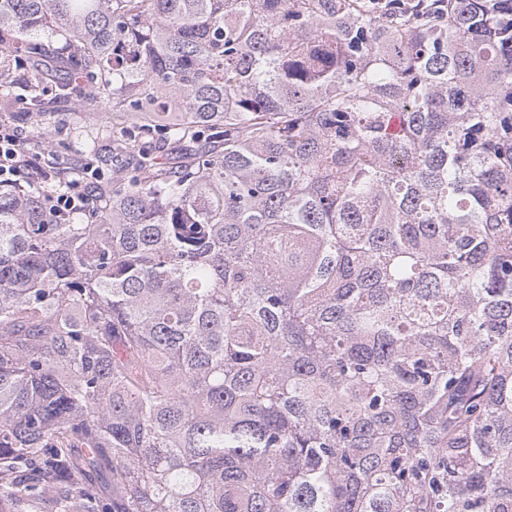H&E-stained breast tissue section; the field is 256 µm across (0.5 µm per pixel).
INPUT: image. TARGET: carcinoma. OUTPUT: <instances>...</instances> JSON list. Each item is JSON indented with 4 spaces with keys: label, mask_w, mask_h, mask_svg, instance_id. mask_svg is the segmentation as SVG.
Segmentation results:
<instances>
[{
    "label": "carcinoma",
    "mask_w": 512,
    "mask_h": 512,
    "mask_svg": "<svg viewBox=\"0 0 512 512\" xmlns=\"http://www.w3.org/2000/svg\"><path fill=\"white\" fill-rule=\"evenodd\" d=\"M8 42L136 167L86 223L0 183V512H512V0H0Z\"/></svg>",
    "instance_id": "carcinoma-1"
}]
</instances>
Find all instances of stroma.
I'll return each instance as SVG.
<instances>
[{"instance_id":"35a3bbf8","label":"stroma","mask_w":512,"mask_h":512,"mask_svg":"<svg viewBox=\"0 0 512 512\" xmlns=\"http://www.w3.org/2000/svg\"><path fill=\"white\" fill-rule=\"evenodd\" d=\"M5 70L8 87L0 89V125H18L29 130L28 144L36 151L41 150L44 141H51L57 177H64L66 167L87 164L97 169L108 185L113 171L134 168V160L113 157L109 137H99L92 146L87 143L86 127L112 125V104L94 96L92 78L79 79L74 90L75 95L84 99V108L74 109L70 99L46 88L40 94V108L34 110L28 104L32 62L14 53Z\"/></svg>"}]
</instances>
